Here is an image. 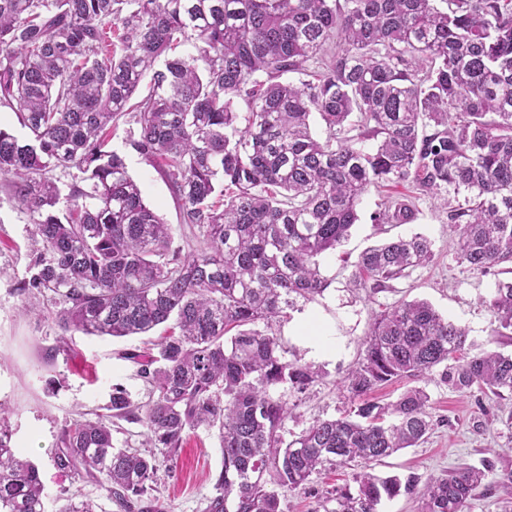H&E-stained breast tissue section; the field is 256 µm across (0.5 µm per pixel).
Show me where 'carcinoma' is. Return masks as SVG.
I'll return each instance as SVG.
<instances>
[{"label": "carcinoma", "instance_id": "carcinoma-1", "mask_svg": "<svg viewBox=\"0 0 512 512\" xmlns=\"http://www.w3.org/2000/svg\"><path fill=\"white\" fill-rule=\"evenodd\" d=\"M434 2L0 0V108L28 130L0 127V178L39 245L18 285L25 308L53 293L64 336H140L174 320L153 351L127 355L149 401L114 388L111 418L63 429L59 469L95 478L122 512H168L152 494L157 473L202 428L218 430L222 457L204 512H283L278 489L304 490L337 463L360 467L356 488L326 491L324 512H378L401 494L419 512H465L491 472L512 490V467L490 461L422 486L371 471L432 429L424 389L390 404L369 399L375 389L442 365L455 391L512 396V355L478 348L424 300L375 317L345 380L354 415L283 435L297 415L277 391L302 393L318 371L288 359L272 326L327 290L322 261L370 188L410 182L442 200L460 266L497 275L512 263V0ZM126 115V145L169 184L176 226L109 147ZM73 169L81 177L64 194L58 174ZM415 216L394 198L374 222ZM178 239L195 247L184 254ZM433 257L421 234L391 239L360 254L351 284L378 288ZM489 308L495 332H512V280L496 282ZM9 414L0 403V512H46ZM127 417L161 456L113 447L112 419ZM57 502L55 512H98L87 499Z\"/></svg>", "mask_w": 512, "mask_h": 512}]
</instances>
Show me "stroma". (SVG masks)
<instances>
[{"mask_svg":"<svg viewBox=\"0 0 512 512\" xmlns=\"http://www.w3.org/2000/svg\"><path fill=\"white\" fill-rule=\"evenodd\" d=\"M130 128L120 120L110 145L124 154L131 176L144 188L145 201L169 224H178L179 211L168 183L157 169L143 161L125 143ZM415 196L411 184H395L365 193L358 206L359 220L347 242L328 255L323 273L331 285L323 297L293 312L279 332L291 352L319 371L317 380L302 394L285 392L294 404L298 421L285 429L300 432L317 418H337L349 413L352 404L343 384L361 357L362 343L374 317L401 301L425 300L469 332L477 345L504 354L512 353V335H495L496 324L488 301L495 288L493 276L464 271L454 258L455 236L437 199L415 196L417 218L409 224H376L371 217L383 210L388 197ZM32 226L20 202L0 188V403L11 410L13 442L39 468L45 486L46 505L54 507L61 493H79L94 500L103 512H120L108 501L97 482L59 470L54 453L61 432L77 419L104 414L113 387L126 390L137 404L148 399V387L137 374L129 353L142 351L140 336L109 338L75 334L61 337L49 312V298H41L42 314L25 312L17 286L30 262L28 246ZM416 233L433 243L435 257L408 276L385 287L353 288L349 279L359 254L367 247L396 236ZM429 396L434 428L428 439L414 448L399 451L374 466L376 474H416L420 481L466 463L476 467L486 460L496 466L512 463V429L501 421L500 401L452 390L439 372L417 379H401L373 393L383 403L395 401L411 387ZM221 466L219 442L214 433L198 430L181 448L174 472L159 471L156 494L170 512H203L213 493V476ZM352 468L339 467L312 475L309 491L282 497L284 512H318L319 494L351 482Z\"/></svg>","mask_w":512,"mask_h":512,"instance_id":"obj_1","label":"stroma"}]
</instances>
